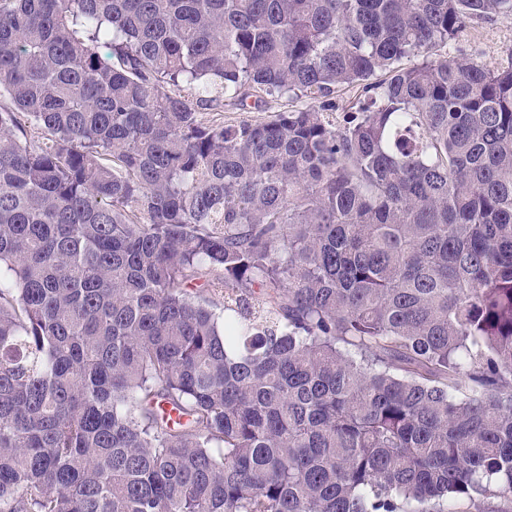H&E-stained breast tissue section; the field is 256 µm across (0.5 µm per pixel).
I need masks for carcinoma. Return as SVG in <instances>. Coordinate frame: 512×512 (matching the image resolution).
Wrapping results in <instances>:
<instances>
[{
    "mask_svg": "<svg viewBox=\"0 0 512 512\" xmlns=\"http://www.w3.org/2000/svg\"><path fill=\"white\" fill-rule=\"evenodd\" d=\"M498 15L0 0V512H512ZM433 54L448 58L472 54L490 69H506L512 64V16L476 20L448 45L433 49ZM306 104L305 98L287 100V99H277V100H269L266 106H262L261 108H251L246 111H239L236 109H230V107L224 108V121L227 120H236L247 119L252 121H263L267 119L269 115H272L273 112L276 111H284L288 109H296L303 107Z\"/></svg>",
    "mask_w": 512,
    "mask_h": 512,
    "instance_id": "carcinoma-1",
    "label": "carcinoma"
}]
</instances>
